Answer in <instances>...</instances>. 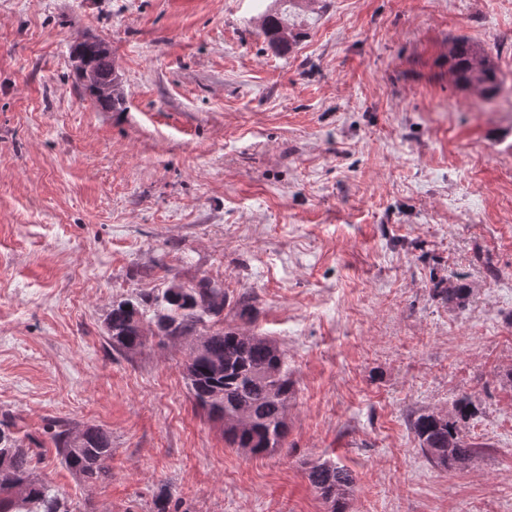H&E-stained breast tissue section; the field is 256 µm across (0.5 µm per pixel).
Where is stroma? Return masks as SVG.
Here are the masks:
<instances>
[{"instance_id":"1","label":"stroma","mask_w":512,"mask_h":512,"mask_svg":"<svg viewBox=\"0 0 512 512\" xmlns=\"http://www.w3.org/2000/svg\"><path fill=\"white\" fill-rule=\"evenodd\" d=\"M456 36L504 74L494 103L454 84ZM90 37L125 111L76 81ZM204 277L210 329L288 358L274 453L195 404L193 337L108 338L113 302ZM511 369L512 0H0V423L77 512H329L323 460L353 472L349 512H512ZM464 394L479 450L446 472L410 421ZM57 422L110 433L107 477L61 463ZM262 31L269 44L282 51H287L296 39L288 22L278 13L265 14Z\"/></svg>"}]
</instances>
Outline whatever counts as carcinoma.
I'll use <instances>...</instances> for the list:
<instances>
[{"instance_id": "carcinoma-1", "label": "carcinoma", "mask_w": 512, "mask_h": 512, "mask_svg": "<svg viewBox=\"0 0 512 512\" xmlns=\"http://www.w3.org/2000/svg\"><path fill=\"white\" fill-rule=\"evenodd\" d=\"M262 31L273 47L286 51L295 42L288 22L277 13L264 16ZM73 57L90 70L84 93L104 111L126 109V92L109 48L102 42H80ZM448 72L454 83L484 101L501 92L504 78L494 59L466 38L448 42ZM224 287L208 278L193 286L172 283L155 297L154 324L163 336L197 332L224 312ZM143 302L124 299L112 305L107 329L112 346L133 352L146 337ZM186 377L196 402L208 416L224 423V440L252 455H266L284 447L288 435L286 413L294 398V381L287 358L277 343L265 336L235 329H218L191 348ZM475 415L467 396L459 398L451 417L437 412L421 413L411 421L420 448L446 471L469 462L478 445L467 440L462 424ZM52 440L61 462L86 480L106 477L112 461V438L91 426L75 435L58 427ZM35 452L22 441L0 430V512H74L39 479L33 465ZM307 478L331 512H347L355 478L331 461L309 467Z\"/></svg>"}]
</instances>
